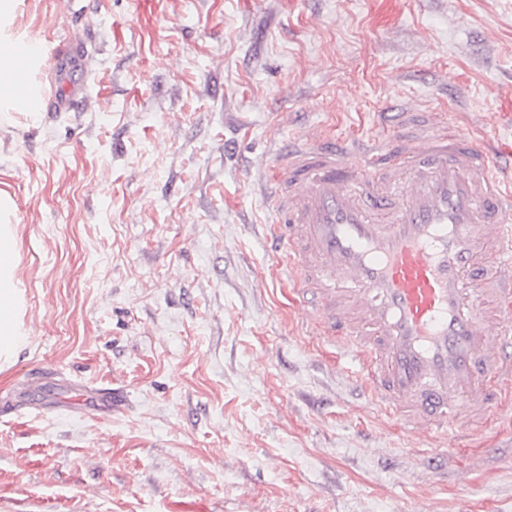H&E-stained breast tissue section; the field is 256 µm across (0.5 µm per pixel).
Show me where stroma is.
<instances>
[{
    "label": "stroma",
    "mask_w": 512,
    "mask_h": 512,
    "mask_svg": "<svg viewBox=\"0 0 512 512\" xmlns=\"http://www.w3.org/2000/svg\"><path fill=\"white\" fill-rule=\"evenodd\" d=\"M14 27L95 55L78 111L0 112L30 336L0 503L512 512V414L435 439L383 413L309 334L260 192L272 141L365 138L396 100L512 148V0H22Z\"/></svg>",
    "instance_id": "obj_1"
}]
</instances>
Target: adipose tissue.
Instances as JSON below:
<instances>
[{
  "label": "adipose tissue",
  "instance_id": "obj_1",
  "mask_svg": "<svg viewBox=\"0 0 512 512\" xmlns=\"http://www.w3.org/2000/svg\"><path fill=\"white\" fill-rule=\"evenodd\" d=\"M19 0H0V74L13 76L12 84L0 89V108L13 110V98L25 89L31 78L30 71L17 67L16 57L10 53L12 44L22 36L13 29ZM24 298L17 288V266L11 259L0 256V361L9 362L26 341L23 330Z\"/></svg>",
  "mask_w": 512,
  "mask_h": 512
}]
</instances>
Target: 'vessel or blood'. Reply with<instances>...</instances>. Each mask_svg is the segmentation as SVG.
Listing matches in <instances>:
<instances>
[{
    "mask_svg": "<svg viewBox=\"0 0 512 512\" xmlns=\"http://www.w3.org/2000/svg\"><path fill=\"white\" fill-rule=\"evenodd\" d=\"M90 58L82 39L58 44L52 85L18 93L19 108L75 111ZM387 120L386 137L314 131L273 149L267 247L287 258L314 334L347 340L371 400L436 435L512 387V161L437 112L395 106Z\"/></svg>",
    "mask_w": 512,
    "mask_h": 512,
    "instance_id": "vessel-or-blood-1",
    "label": "vessel or blood"
}]
</instances>
